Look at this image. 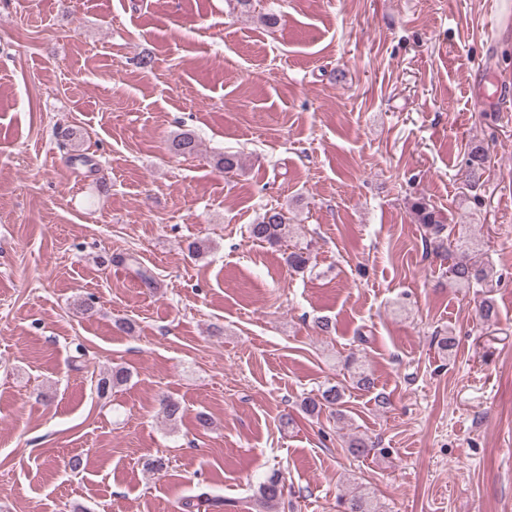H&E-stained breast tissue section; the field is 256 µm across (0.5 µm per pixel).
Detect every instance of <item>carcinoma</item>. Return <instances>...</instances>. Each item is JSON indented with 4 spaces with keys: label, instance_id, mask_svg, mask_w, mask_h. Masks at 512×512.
Here are the masks:
<instances>
[{
    "label": "carcinoma",
    "instance_id": "obj_1",
    "mask_svg": "<svg viewBox=\"0 0 512 512\" xmlns=\"http://www.w3.org/2000/svg\"><path fill=\"white\" fill-rule=\"evenodd\" d=\"M168 151L178 156H191L198 151V142L190 131H181L173 135L167 145ZM487 161L483 148L476 146L471 150L468 162V177L474 178ZM416 223L422 225L427 233L429 245L433 252L451 261L448 265V286L451 288H475L482 286L488 279L486 268L471 260L474 242L467 233L457 230L446 223L441 212L428 200L417 197L410 206ZM292 225L284 213L275 208L267 210L262 220L249 227V234L255 240L276 244L291 237ZM285 261L289 268L295 272H303L311 263L310 244L296 246L290 251ZM345 367L351 373L356 388L369 391L374 388L375 382L363 364L355 357H350ZM129 378L126 369L119 367L112 369L108 378H102L97 383L98 392L102 393L110 387L125 383ZM345 388L339 384L329 386L321 391L319 396L304 402V409L313 413L326 408L330 414L343 416ZM283 496V487L278 474L268 476L258 486L255 498V507L259 512H278ZM342 512H375L374 496L367 489L352 492L342 501Z\"/></svg>",
    "mask_w": 512,
    "mask_h": 512
}]
</instances>
